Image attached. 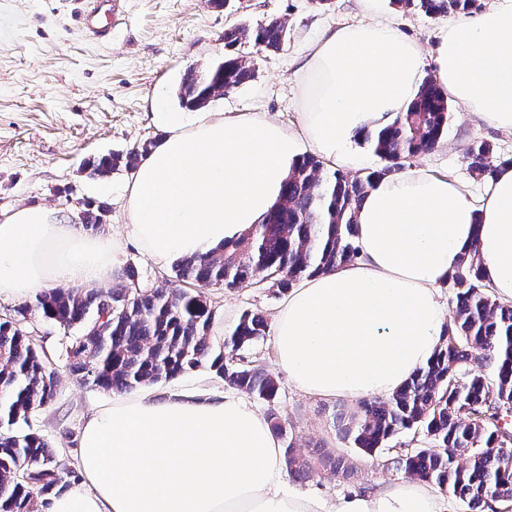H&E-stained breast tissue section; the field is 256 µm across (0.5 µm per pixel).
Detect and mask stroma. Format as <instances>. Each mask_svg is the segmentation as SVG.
<instances>
[{
    "label": "stroma",
    "mask_w": 512,
    "mask_h": 512,
    "mask_svg": "<svg viewBox=\"0 0 512 512\" xmlns=\"http://www.w3.org/2000/svg\"><path fill=\"white\" fill-rule=\"evenodd\" d=\"M124 11L103 41L80 29L79 0H0V211L39 204L61 211L68 221L106 205L108 235L125 231V188L131 171L108 177L91 175L93 160L122 153L145 140H159L155 102L179 111L174 91L188 69L205 71L224 56V31L244 24L256 27L277 17L289 37L276 52L245 44L253 61L252 81L213 99L211 112H263L284 126L299 122L300 89L295 77L299 59L324 28L378 19L390 22L422 51V74L433 73L435 49L448 23L418 10L389 6L388 0H233L231 9L212 0H123ZM448 132L412 166L427 167L464 185L474 196L490 190L473 177L464 161L469 143H490L497 157L512 160V132L488 125L457 103L449 104ZM215 336H223L243 311L274 319L281 300L252 285L215 288ZM277 409L302 446L346 450L331 420L337 404L303 395L280 376ZM107 399L61 371L51 403L30 418V428L47 438L65 464V482H74L72 467L84 418ZM358 479L349 483L330 472L307 481L284 474L286 488L306 491L334 502L408 482L393 454L359 457Z\"/></svg>",
    "instance_id": "stroma-1"
}]
</instances>
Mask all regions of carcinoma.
Returning <instances> with one entry per match:
<instances>
[{"mask_svg":"<svg viewBox=\"0 0 512 512\" xmlns=\"http://www.w3.org/2000/svg\"><path fill=\"white\" fill-rule=\"evenodd\" d=\"M390 4L433 16L480 9L477 0ZM251 41L277 51L288 41V27L272 18L255 29L224 30L223 59L200 78L185 72L177 90L180 104L202 109L254 79V65L240 53ZM448 119L447 97L436 80L425 77L413 101L364 136L385 161L381 169L353 176L328 171L317 156L303 155L266 223L214 252L178 261L172 268L178 287H142L137 271L127 265L117 288H51L1 319L0 512H41L39 497L63 481L55 450L37 434L16 428L52 401L59 381L56 360L29 323L35 314L79 331L66 349L69 370L97 390L130 392L207 365L228 386L267 406L288 471L311 480L318 467L329 466L353 478L352 455L304 448L280 421V384L252 358L253 347L269 332L266 318L245 311L227 336L216 338L217 309L209 289L255 284L280 295L301 279L355 262L361 201L377 181L395 175L402 161L431 151L447 132ZM151 146L149 141L102 157L92 162L91 173L105 177L119 168L133 170ZM465 156L475 177L492 178L497 163L489 143H470ZM479 266L474 247L448 277L454 315L429 364L384 399L361 400L355 410L336 409L334 426L349 447L371 457L387 449L392 438L411 432L412 440L395 449L405 472L437 485L470 512L489 500L512 512V304L482 282ZM486 365L493 366L492 373L482 371Z\"/></svg>","mask_w":512,"mask_h":512,"instance_id":"cac0c4a2","label":"carcinoma"}]
</instances>
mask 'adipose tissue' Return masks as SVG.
I'll use <instances>...</instances> for the list:
<instances>
[{
    "mask_svg": "<svg viewBox=\"0 0 512 512\" xmlns=\"http://www.w3.org/2000/svg\"><path fill=\"white\" fill-rule=\"evenodd\" d=\"M421 63L389 23L330 27L299 69L296 129L261 112L157 113L165 136L126 189L124 237L85 234L39 205L0 215V301L106 282L130 242L163 267L263 223L302 145L334 168L361 166L353 142L415 98ZM435 64L445 96L512 131V0L449 20ZM357 242V261L305 280L275 319L279 371L323 400L389 395L427 366L446 328L440 289L471 248L483 283L512 300V164L478 204L425 167L379 180ZM74 459L79 481L43 512H446L423 481L333 504L285 489L279 443L236 391L113 394L85 419Z\"/></svg>",
    "mask_w": 512,
    "mask_h": 512,
    "instance_id": "obj_1",
    "label": "adipose tissue"
}]
</instances>
